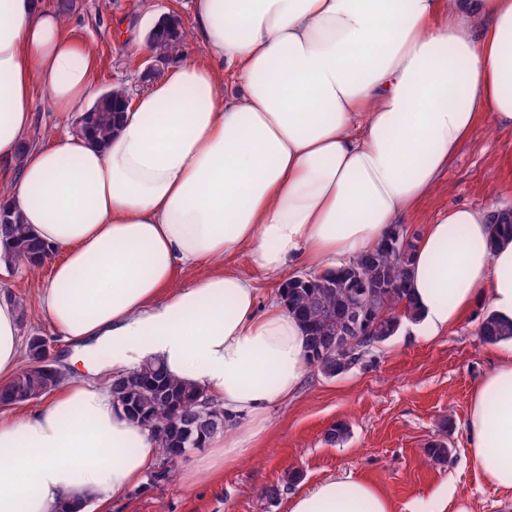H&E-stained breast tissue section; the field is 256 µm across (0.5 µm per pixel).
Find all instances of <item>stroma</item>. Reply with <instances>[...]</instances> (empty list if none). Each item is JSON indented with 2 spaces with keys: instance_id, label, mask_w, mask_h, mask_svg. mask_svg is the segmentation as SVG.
Returning a JSON list of instances; mask_svg holds the SVG:
<instances>
[{
  "instance_id": "35a3bbf8",
  "label": "stroma",
  "mask_w": 512,
  "mask_h": 512,
  "mask_svg": "<svg viewBox=\"0 0 512 512\" xmlns=\"http://www.w3.org/2000/svg\"><path fill=\"white\" fill-rule=\"evenodd\" d=\"M72 3L66 33L93 46L95 84L104 91L123 85L136 94L150 80L151 64L169 67L154 51L136 52L129 37L146 36L154 21L172 13L183 28L192 24V0ZM460 205L512 209V129L493 125L483 114L405 227L422 231ZM47 276V269L34 272L23 265L0 273V292L23 310L22 340L47 338L66 377H110L105 353H75L43 318L40 284ZM484 313L476 308L439 336L403 328L336 378L307 371L298 390L271 408L270 429L259 448L225 467L223 476L183 483L178 472L193 464L189 456L175 463L170 480L144 479L127 499L111 504L110 512H288L294 494L326 479L372 481L396 512H512V496L487 486L467 453L470 394L499 353L498 345L483 343L477 334ZM339 421L348 424V438L337 446L326 443V430ZM443 426L450 453L445 463L435 464L424 448ZM293 469L302 472V481L267 501L265 487L283 484Z\"/></svg>"
}]
</instances>
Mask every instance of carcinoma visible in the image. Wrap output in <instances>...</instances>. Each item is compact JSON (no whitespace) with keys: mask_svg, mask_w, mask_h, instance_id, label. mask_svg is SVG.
<instances>
[{"mask_svg":"<svg viewBox=\"0 0 512 512\" xmlns=\"http://www.w3.org/2000/svg\"><path fill=\"white\" fill-rule=\"evenodd\" d=\"M177 16L162 19L150 33L151 45L161 58L185 45L186 34L177 30ZM126 89L118 86L102 94L96 103L76 121L80 132H87L100 143L115 133L123 111ZM491 241L512 239V210L504 209L490 222ZM420 234L408 235L395 224L375 249L363 253L348 264L324 272H311V281L291 278L280 294L288 311L302 324L306 335L305 360L309 368L327 378L340 375L341 357L332 352L336 342L351 339L352 359L376 344L396 336L404 322L413 321L418 312L408 283V266ZM0 242L8 250L9 268L23 263L36 268L48 255L47 248L32 233L29 225L16 214H6L0 221ZM373 313L367 336L354 335L356 321L364 310ZM478 335L487 344L512 338V324L506 325L486 314L478 325ZM32 364L13 384L0 391V403H24L39 399L60 386L62 379L40 363L42 345L34 336L28 344ZM112 396L128 418L151 429L157 436L160 464L153 474L157 481L169 478L171 465L191 449L202 447V440L224 429V410L196 385L170 377L157 363L144 364L129 373L110 379ZM349 435L345 422L330 426L325 442L343 443ZM428 459L444 463L448 442L444 437L430 441L425 449Z\"/></svg>","mask_w":512,"mask_h":512,"instance_id":"cac0c4a2","label":"carcinoma"}]
</instances>
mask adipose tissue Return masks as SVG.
<instances>
[{
    "mask_svg": "<svg viewBox=\"0 0 512 512\" xmlns=\"http://www.w3.org/2000/svg\"><path fill=\"white\" fill-rule=\"evenodd\" d=\"M45 0H0V209L51 250L40 309L64 340L111 348L119 376L148 362L203 387L224 428L181 479L259 446L268 411L306 372L305 333L232 268L171 289L181 266L246 255L258 275L320 272L376 248L436 185L478 113L512 127V0H193L207 63L181 57L129 98L107 145L30 141L33 96L72 120L98 98L90 48ZM239 76L231 96L225 72ZM488 211L426 225L409 266L422 335L476 307L512 323V241ZM22 364L19 309L0 294V388ZM468 453L512 492V338L468 404ZM159 457L105 379L74 378L0 410V512L117 501ZM289 512H395L366 480H325Z\"/></svg>",
    "mask_w": 512,
    "mask_h": 512,
    "instance_id": "obj_1",
    "label": "adipose tissue"
}]
</instances>
